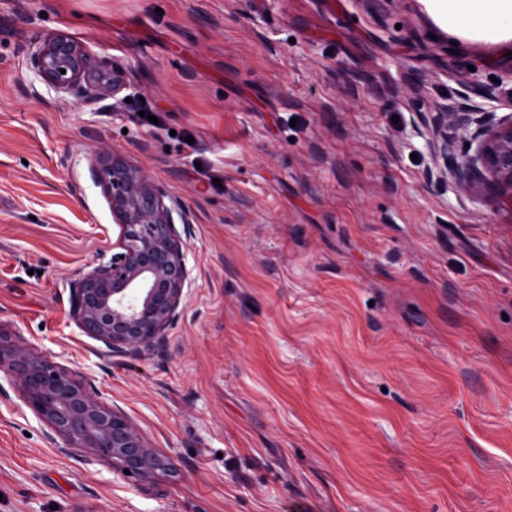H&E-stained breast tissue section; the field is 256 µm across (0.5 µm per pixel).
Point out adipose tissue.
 <instances>
[{
	"label": "adipose tissue",
	"instance_id": "obj_1",
	"mask_svg": "<svg viewBox=\"0 0 512 512\" xmlns=\"http://www.w3.org/2000/svg\"><path fill=\"white\" fill-rule=\"evenodd\" d=\"M449 37L463 43L512 44V0H421Z\"/></svg>",
	"mask_w": 512,
	"mask_h": 512
}]
</instances>
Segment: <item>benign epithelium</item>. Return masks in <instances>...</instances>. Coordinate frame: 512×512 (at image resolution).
<instances>
[{
	"label": "benign epithelium",
	"mask_w": 512,
	"mask_h": 512,
	"mask_svg": "<svg viewBox=\"0 0 512 512\" xmlns=\"http://www.w3.org/2000/svg\"><path fill=\"white\" fill-rule=\"evenodd\" d=\"M31 64L59 92L90 97L116 95L124 88L117 71L91 66L82 44L63 32L37 43ZM461 135L463 163L457 168L462 191L483 192L512 214V113L476 117L464 109L438 107L425 124L430 156L439 178L448 174V150ZM477 144L474 154L469 145ZM97 182L112 210L117 237L112 257L70 284L71 313L90 336L114 354L139 357L162 346L180 317L189 272L167 191L149 172L119 157L100 156ZM14 377L23 402L61 439L64 447L84 448L150 482L168 470L165 458L116 407L96 398L91 383L76 370L63 369L21 349L0 346V372Z\"/></svg>",
	"instance_id": "benign-epithelium-1"
}]
</instances>
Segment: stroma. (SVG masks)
<instances>
[{"label": "stroma", "mask_w": 512, "mask_h": 512, "mask_svg": "<svg viewBox=\"0 0 512 512\" xmlns=\"http://www.w3.org/2000/svg\"><path fill=\"white\" fill-rule=\"evenodd\" d=\"M56 32L125 89L45 83ZM495 100L512 48L419 0H0V345L82 372L170 465L62 451L1 372L0 512H512V214L413 132ZM102 146L187 218L183 313L138 359L70 315L118 231Z\"/></svg>", "instance_id": "stroma-1"}]
</instances>
